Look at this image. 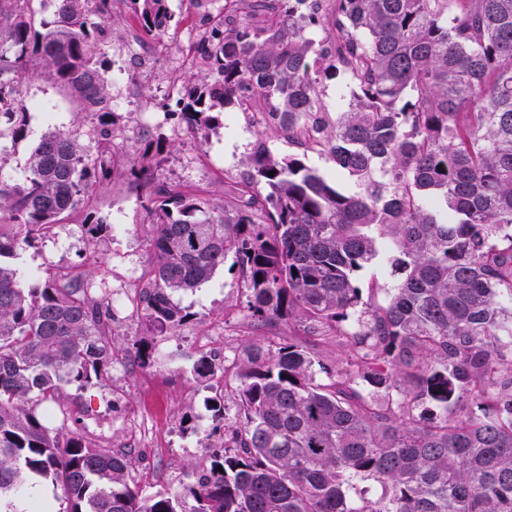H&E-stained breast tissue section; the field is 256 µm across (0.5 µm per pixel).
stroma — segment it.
Returning <instances> with one entry per match:
<instances>
[{"mask_svg": "<svg viewBox=\"0 0 512 512\" xmlns=\"http://www.w3.org/2000/svg\"><path fill=\"white\" fill-rule=\"evenodd\" d=\"M169 8L176 27L149 37L143 36L133 13L117 10L105 35V78L121 126L112 142L114 172L100 181L85 211L73 214L56 226L53 236L36 240L23 252L19 263L25 272L43 277L75 270L109 279L130 266L142 272L149 269L154 256L149 246V218L142 206L145 191L125 174L145 140L162 137L171 143L169 153L153 171L154 183L197 191L217 205L241 181L244 160L257 138H264L275 155L294 153V145L272 124L254 129L241 117L221 116L218 125L199 133L173 130L163 105L174 94L177 79L195 71L194 36L204 16L223 12L224 0H169ZM24 92L28 136L7 146L0 157L1 177L13 184L22 181L31 148L52 128L77 134L87 153H95V143L88 136L89 119L73 89L35 69L25 81ZM141 112L150 113V120L138 121ZM92 220L102 221L103 230L91 232L88 223ZM174 300L192 318L175 334L156 338V364L143 366L135 358L146 336L140 314H132L112 326L125 355L123 365L112 367L87 388L64 386L61 396L73 411L74 432L104 448L126 442V415L150 407L145 427L165 447L134 448L137 464L130 472L131 480L144 483L150 493L183 491L210 467L221 429L208 399L223 390L224 378L219 375L212 384L202 383L195 379L192 365L202 355L223 364L237 357L242 346L246 289L232 261H225L195 291L177 294ZM207 332L224 334L228 347L200 346L196 338Z\"/></svg>", "mask_w": 512, "mask_h": 512, "instance_id": "35a3bbf8", "label": "stroma"}]
</instances>
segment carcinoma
<instances>
[{
    "label": "carcinoma",
    "instance_id": "1",
    "mask_svg": "<svg viewBox=\"0 0 512 512\" xmlns=\"http://www.w3.org/2000/svg\"><path fill=\"white\" fill-rule=\"evenodd\" d=\"M0 0V141L27 137L28 64L76 89L104 148L117 135L101 73L104 22L119 2L148 34L167 0ZM332 28L330 40H316ZM176 112L209 129L252 109L333 162L325 177L257 139L224 206L154 185L161 139L130 175L146 190L154 265L137 310L148 336L190 319L173 296L233 255L252 336L224 369L236 416L224 453L181 493H146L131 460L73 434L63 385H92L119 359L112 301L90 278H32L21 254L80 211L104 160L49 131L20 184H0V512H512V0H224L197 44ZM347 78L331 116L325 81ZM385 258L386 300L358 275ZM284 323L301 336L257 335ZM347 349L346 367L318 358ZM206 356L196 379L214 376ZM326 374L318 382L316 372ZM374 480L373 497L358 483Z\"/></svg>",
    "mask_w": 512,
    "mask_h": 512
}]
</instances>
